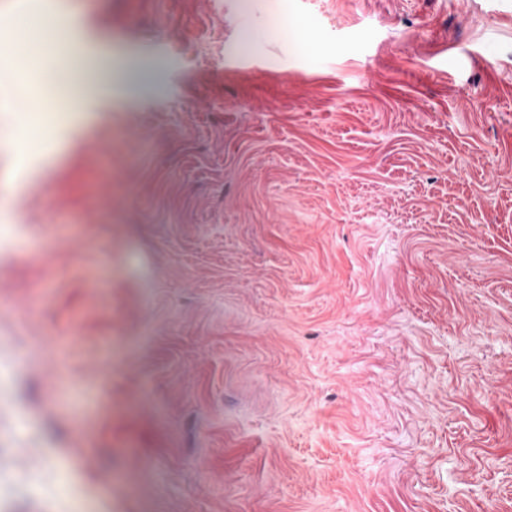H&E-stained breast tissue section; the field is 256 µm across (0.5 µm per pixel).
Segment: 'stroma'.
<instances>
[{
  "label": "stroma",
  "mask_w": 512,
  "mask_h": 512,
  "mask_svg": "<svg viewBox=\"0 0 512 512\" xmlns=\"http://www.w3.org/2000/svg\"><path fill=\"white\" fill-rule=\"evenodd\" d=\"M54 11L162 74L0 65V512H512V0ZM31 114L22 113V121L20 123L21 128H27L30 137L21 140L19 145V155L21 158L26 159L32 155V153L42 145L45 137L48 135L50 128L52 127L50 121H44L40 127L31 126Z\"/></svg>",
  "instance_id": "35a3bbf8"
}]
</instances>
